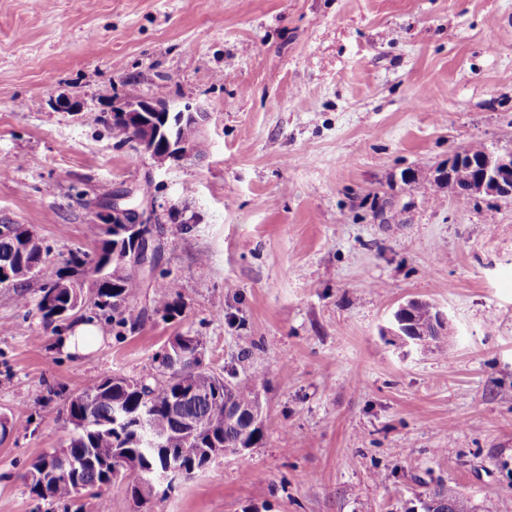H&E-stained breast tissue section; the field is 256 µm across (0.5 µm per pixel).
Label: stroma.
Segmentation results:
<instances>
[{
  "label": "stroma",
  "instance_id": "1",
  "mask_svg": "<svg viewBox=\"0 0 512 512\" xmlns=\"http://www.w3.org/2000/svg\"><path fill=\"white\" fill-rule=\"evenodd\" d=\"M164 90L207 115L196 152L158 166L110 138L114 101ZM85 112L55 109L60 94ZM479 142L512 147V0H0V222L50 251L0 287V512L45 502L23 474L60 447L71 395L139 376L169 337L215 374H264L265 438L153 512H422L443 487L472 512L512 500V199L432 174ZM135 188L163 224L140 324L75 360L34 307L100 205ZM416 299L447 350L385 335ZM421 304L428 308L430 330L428 333L424 331L419 335L420 331L411 326L410 314L415 307ZM385 332L388 336H395L406 344L414 345L427 344L429 341L425 336H429L435 344L444 345L448 342V336L453 334L449 328L448 314L436 304L420 300H410L399 305L393 312L390 326L386 328ZM431 334H434V336ZM447 334L448 336H443Z\"/></svg>",
  "mask_w": 512,
  "mask_h": 512
}]
</instances>
